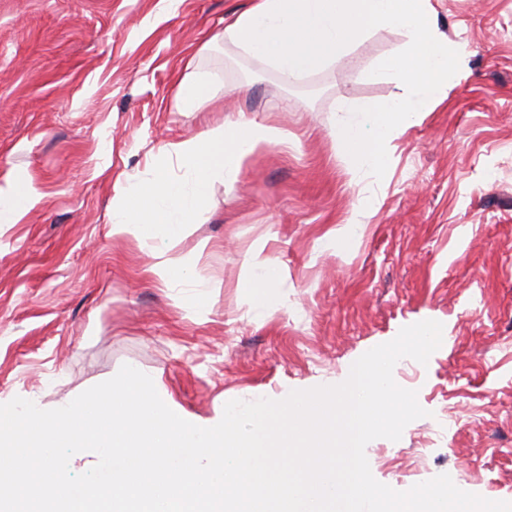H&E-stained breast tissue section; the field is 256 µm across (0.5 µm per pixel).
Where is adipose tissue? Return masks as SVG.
I'll list each match as a JSON object with an SVG mask.
<instances>
[{
	"label": "adipose tissue",
	"mask_w": 512,
	"mask_h": 512,
	"mask_svg": "<svg viewBox=\"0 0 512 512\" xmlns=\"http://www.w3.org/2000/svg\"><path fill=\"white\" fill-rule=\"evenodd\" d=\"M287 135L255 121H235L168 143L165 153L183 175L173 179L158 169L148 184L134 183L112 199L111 232L144 243L159 232L176 236L191 223L210 183L235 181L247 157L264 143L287 142Z\"/></svg>",
	"instance_id": "obj_1"
}]
</instances>
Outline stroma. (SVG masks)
<instances>
[{"instance_id":"35a3bbf8","label":"stroma","mask_w":512,"mask_h":512,"mask_svg":"<svg viewBox=\"0 0 512 512\" xmlns=\"http://www.w3.org/2000/svg\"><path fill=\"white\" fill-rule=\"evenodd\" d=\"M430 2L460 69L378 181L344 150L339 109L396 93L361 71L401 46L397 26L287 85L224 36L250 0H0V184L40 196L0 226V399L55 407L129 364L187 418H212L342 383L366 351L436 320L447 342L394 375L427 415L367 445L371 472L398 491L446 474L512 502V0ZM200 74L211 98L180 111ZM240 119L288 141L213 181L179 237L154 239L184 265L163 285L152 247L112 235V199L159 165L179 176L167 143ZM350 222L362 230L345 252L332 233ZM258 248L288 271L264 306Z\"/></svg>"}]
</instances>
